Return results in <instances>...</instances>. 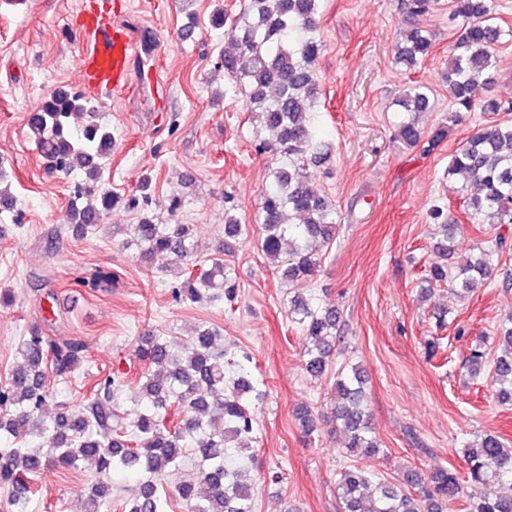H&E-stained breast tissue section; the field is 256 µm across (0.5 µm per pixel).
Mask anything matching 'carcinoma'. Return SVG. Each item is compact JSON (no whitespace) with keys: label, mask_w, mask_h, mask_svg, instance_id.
Listing matches in <instances>:
<instances>
[{"label":"carcinoma","mask_w":512,"mask_h":512,"mask_svg":"<svg viewBox=\"0 0 512 512\" xmlns=\"http://www.w3.org/2000/svg\"><path fill=\"white\" fill-rule=\"evenodd\" d=\"M323 0H245L244 10L231 20L219 11L214 26L227 28L234 51L224 54V71L244 88L252 117L265 124L273 141L261 151L275 156L270 180L261 195L258 221L260 247L284 282L313 279L321 268L322 250L336 237V209L309 187L298 170L330 161L333 146L315 132L314 112L320 96L314 65L323 49L319 15ZM436 0H402L410 19L396 47V62L412 70L432 52L433 40L423 24ZM453 16L463 24L443 79L453 99L447 122L424 132L416 116L430 107L427 88L414 84L395 100L402 115L395 139L422 146L430 153L448 137L449 125L464 112H511L512 103L492 97L475 98L479 87L494 83L495 50L505 36L495 21L490 0H451ZM83 97L61 86L29 113L26 126L49 165L62 172L84 170L86 196L99 194V205H73L67 222L82 235L101 219L114 199L98 192L103 162L111 155L114 138L95 121ZM448 176H460L478 186L464 198L467 211L485 224L512 225V123L488 120L451 155ZM439 228L427 268V280L445 282L465 292L491 279L494 262L507 249L509 236L498 235L491 245L462 261L455 260L454 234L440 207L431 210ZM247 225L225 215L224 240L207 259L209 268L197 279L186 277L174 288L177 301L211 300L234 294L236 282L224 257L246 234ZM132 242L147 262L171 255L192 258L198 241L187 224H156L143 212L131 225ZM288 318L306 338L304 366L308 375H325L336 342L341 338V314L334 307L314 304L297 295L289 300ZM220 334L202 330L184 351L169 336L149 332L139 337V355L162 371L144 372L138 396L129 409L131 421L116 422L112 402L121 387L117 374L101 376L91 399L80 408L46 416L45 377L51 371L70 375L83 359L77 339L54 341L37 325L29 329L18 350L20 363L0 382V436L12 443L0 448V489L8 492L12 512H29L33 490L27 475L44 466L62 471L78 462L96 463L97 478L81 512H112V474L125 471L141 478L127 512H168V497L160 480L178 472L188 456L199 463L197 479L175 486L187 512H254V486L240 459L253 457L257 427V387L250 372L251 356L215 346ZM500 354L488 378L499 403H512V316L498 328ZM488 353L480 342L470 349L466 365L475 376L484 373ZM335 403L328 413L307 406L295 416L305 434L322 422L344 436L342 451L350 457H374L381 451L372 415L365 400L362 372L352 367L336 373ZM29 437L49 440L46 452L24 448ZM466 481L486 489L470 504V512H512V496L496 488L512 483V448L498 437L485 435L462 448ZM342 512H443V504L464 492L456 472L440 468L408 469L397 482H374L364 471L346 467L337 483Z\"/></svg>","instance_id":"carcinoma-1"}]
</instances>
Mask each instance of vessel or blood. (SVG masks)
Instances as JSON below:
<instances>
[{
  "label": "vessel or blood",
  "instance_id": "vessel-or-blood-1",
  "mask_svg": "<svg viewBox=\"0 0 512 512\" xmlns=\"http://www.w3.org/2000/svg\"><path fill=\"white\" fill-rule=\"evenodd\" d=\"M80 12L85 37L77 59L80 90L91 95L103 88L125 91L133 62L144 55L143 43L111 16L95 10L89 0H82Z\"/></svg>",
  "mask_w": 512,
  "mask_h": 512
}]
</instances>
